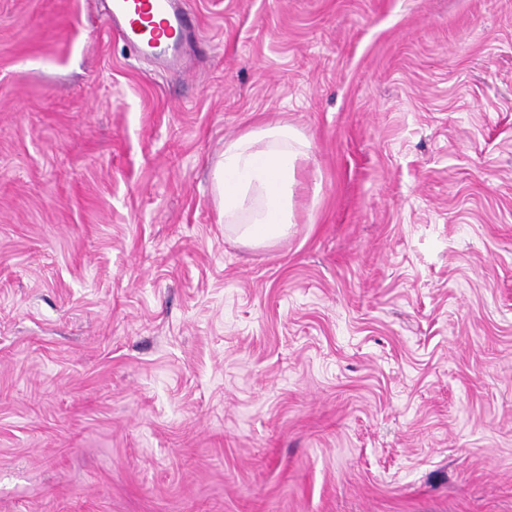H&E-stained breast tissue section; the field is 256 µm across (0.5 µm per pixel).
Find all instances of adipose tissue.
<instances>
[{
    "label": "adipose tissue",
    "instance_id": "ef3b65f1",
    "mask_svg": "<svg viewBox=\"0 0 512 512\" xmlns=\"http://www.w3.org/2000/svg\"><path fill=\"white\" fill-rule=\"evenodd\" d=\"M306 147L287 125L250 131L225 144L213 167V190L225 223L241 241L261 245L287 238L296 168Z\"/></svg>",
    "mask_w": 512,
    "mask_h": 512
}]
</instances>
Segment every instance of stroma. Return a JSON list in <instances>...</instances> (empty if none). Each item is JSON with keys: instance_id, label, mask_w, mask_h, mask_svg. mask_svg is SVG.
I'll return each instance as SVG.
<instances>
[{"instance_id": "obj_1", "label": "stroma", "mask_w": 512, "mask_h": 512, "mask_svg": "<svg viewBox=\"0 0 512 512\" xmlns=\"http://www.w3.org/2000/svg\"><path fill=\"white\" fill-rule=\"evenodd\" d=\"M0 0V512H512V0ZM307 140L288 238L210 168ZM184 0H112L109 24L143 54H161L186 41L192 21ZM172 45L157 50L173 39Z\"/></svg>"}]
</instances>
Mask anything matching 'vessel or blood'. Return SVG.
Returning <instances> with one entry per match:
<instances>
[{
	"instance_id": "1",
	"label": "vessel or blood",
	"mask_w": 512,
	"mask_h": 512,
	"mask_svg": "<svg viewBox=\"0 0 512 512\" xmlns=\"http://www.w3.org/2000/svg\"><path fill=\"white\" fill-rule=\"evenodd\" d=\"M112 29L143 54L156 53L168 41H186L192 21L184 0H112Z\"/></svg>"
}]
</instances>
